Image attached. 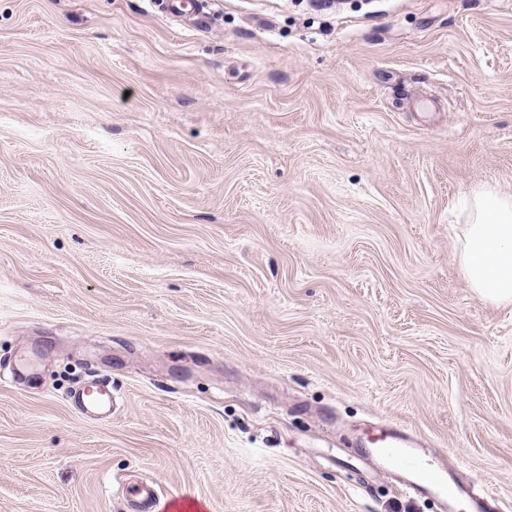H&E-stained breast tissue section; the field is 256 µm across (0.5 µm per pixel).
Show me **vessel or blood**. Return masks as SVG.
Returning <instances> with one entry per match:
<instances>
[{
	"instance_id": "vessel-or-blood-1",
	"label": "vessel or blood",
	"mask_w": 512,
	"mask_h": 512,
	"mask_svg": "<svg viewBox=\"0 0 512 512\" xmlns=\"http://www.w3.org/2000/svg\"><path fill=\"white\" fill-rule=\"evenodd\" d=\"M69 397L80 413L86 416H103L112 410L113 396L107 389L90 399L78 388L72 390ZM367 454L394 471L403 488L436 500L438 512H494L489 499L466 497L464 491L452 483L448 468H431L424 459L418 439L401 425L382 424Z\"/></svg>"
}]
</instances>
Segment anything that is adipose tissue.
<instances>
[{"label": "adipose tissue", "mask_w": 512, "mask_h": 512, "mask_svg": "<svg viewBox=\"0 0 512 512\" xmlns=\"http://www.w3.org/2000/svg\"><path fill=\"white\" fill-rule=\"evenodd\" d=\"M460 263L479 297L512 303V196L490 188L475 194Z\"/></svg>", "instance_id": "1"}]
</instances>
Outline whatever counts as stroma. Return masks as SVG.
Segmentation results:
<instances>
[{
	"instance_id": "1",
	"label": "stroma",
	"mask_w": 512,
	"mask_h": 512,
	"mask_svg": "<svg viewBox=\"0 0 512 512\" xmlns=\"http://www.w3.org/2000/svg\"><path fill=\"white\" fill-rule=\"evenodd\" d=\"M197 3L0 0V512H435L378 420L512 512V0ZM459 261L479 297L512 303V196L490 188L474 195ZM70 400L82 415H108L112 411L114 397L112 392L103 386L102 392L89 399L82 389H74L69 393Z\"/></svg>"
}]
</instances>
